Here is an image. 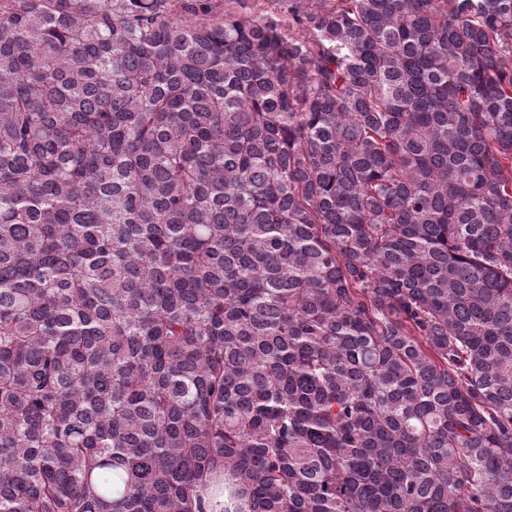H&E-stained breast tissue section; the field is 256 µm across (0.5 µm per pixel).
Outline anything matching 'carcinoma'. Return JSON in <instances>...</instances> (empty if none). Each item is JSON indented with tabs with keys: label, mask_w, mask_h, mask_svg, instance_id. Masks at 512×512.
<instances>
[{
	"label": "carcinoma",
	"mask_w": 512,
	"mask_h": 512,
	"mask_svg": "<svg viewBox=\"0 0 512 512\" xmlns=\"http://www.w3.org/2000/svg\"><path fill=\"white\" fill-rule=\"evenodd\" d=\"M0 0V512H512V0Z\"/></svg>",
	"instance_id": "1"
}]
</instances>
